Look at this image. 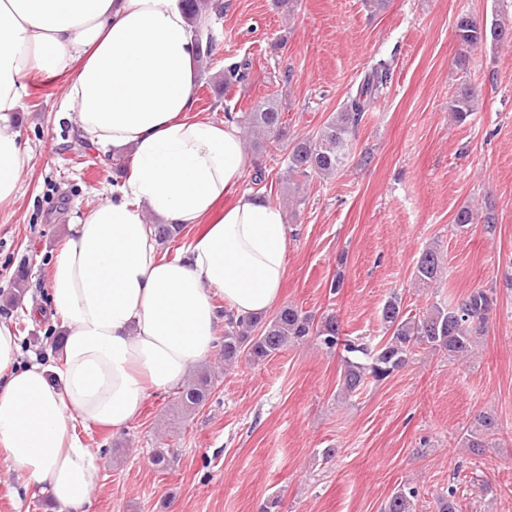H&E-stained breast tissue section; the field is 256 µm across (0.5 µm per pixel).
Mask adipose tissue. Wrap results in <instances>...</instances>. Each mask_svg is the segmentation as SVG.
<instances>
[{
    "mask_svg": "<svg viewBox=\"0 0 512 512\" xmlns=\"http://www.w3.org/2000/svg\"><path fill=\"white\" fill-rule=\"evenodd\" d=\"M209 22L206 11L190 17L185 0H0V203L28 163L15 125L32 73L77 66L63 112L90 142L129 158L52 265L60 363L19 366V339L0 322V460L61 512H82L99 483L101 459L79 428L127 429L148 393L181 385L210 355L221 309L258 316L280 299L284 213L243 188L240 127L192 115L196 35ZM150 216L207 229L167 260Z\"/></svg>",
    "mask_w": 512,
    "mask_h": 512,
    "instance_id": "obj_1",
    "label": "adipose tissue"
}]
</instances>
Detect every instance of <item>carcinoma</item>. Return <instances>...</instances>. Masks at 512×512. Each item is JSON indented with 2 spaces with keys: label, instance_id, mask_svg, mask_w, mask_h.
<instances>
[{
  "label": "carcinoma",
  "instance_id": "obj_1",
  "mask_svg": "<svg viewBox=\"0 0 512 512\" xmlns=\"http://www.w3.org/2000/svg\"><path fill=\"white\" fill-rule=\"evenodd\" d=\"M508 29L494 20L486 25L464 14L457 18L455 36L465 47L480 43L505 42ZM252 66L250 59L243 58L225 67L218 74L217 91L228 93L242 83ZM393 79L390 64L380 60L368 69L356 91L350 93L342 105L332 113L316 133L305 137L288 134L285 106L277 96L264 100L251 112L238 116L224 108V118L244 125L258 140L252 148L259 150L268 144L286 154L288 166V197L301 201L302 181L324 178L336 174L349 159L352 137L374 100L379 98ZM476 89L463 83L448 105L458 122L465 121L477 110ZM454 223L465 228L473 224L483 226L491 234L496 229V216L492 206L474 208L462 206L454 217ZM154 235L160 243L176 238L183 231L181 226L153 225ZM443 253L435 244H429L421 252L414 279L424 285L441 282ZM494 293L474 288L451 304L434 302L426 309L411 315L401 306V300L393 296L381 308V320L385 327L382 338L374 345L362 337L342 335L339 319L328 314L320 319L288 305L268 320L259 317L238 318L224 310V336L221 351L224 364L237 362L245 357L259 363L288 347L290 343L313 340L329 349H341L342 361L339 379L340 391L353 395L369 383L382 382L404 368L421 349L444 350L448 358L456 360L466 356L475 338L483 335L485 324L495 306ZM214 387V377L208 369L198 371L178 392L177 404L184 411L192 412L206 404ZM497 430L490 415L478 419V428L464 434V443L472 451L486 447L489 437ZM416 491L397 488L387 498L381 512H413Z\"/></svg>",
  "mask_w": 512,
  "mask_h": 512
}]
</instances>
